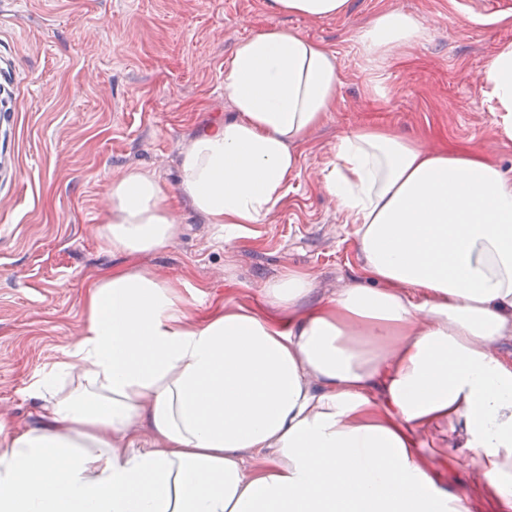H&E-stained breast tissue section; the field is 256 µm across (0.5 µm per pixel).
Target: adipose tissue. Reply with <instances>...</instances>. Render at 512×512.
<instances>
[{
	"instance_id": "1",
	"label": "adipose tissue",
	"mask_w": 512,
	"mask_h": 512,
	"mask_svg": "<svg viewBox=\"0 0 512 512\" xmlns=\"http://www.w3.org/2000/svg\"><path fill=\"white\" fill-rule=\"evenodd\" d=\"M327 19L348 0H266ZM382 13L363 46L423 39ZM512 125V44L485 71ZM337 57L295 31L241 38L224 92L234 114L193 138L179 192L209 223H261L288 190L296 145L332 107ZM328 192L357 225L363 279L305 307L308 275L266 285L281 318L196 321L151 271H108L83 297L81 339L34 385L43 425L0 421V512H469L422 431L460 434L492 512H512V177L477 153L430 152L385 127L342 134ZM176 222L153 176L112 187L113 251L166 248ZM147 429L148 448L132 433ZM265 450L259 471L247 450Z\"/></svg>"
}]
</instances>
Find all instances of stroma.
<instances>
[{"instance_id": "1", "label": "stroma", "mask_w": 512, "mask_h": 512, "mask_svg": "<svg viewBox=\"0 0 512 512\" xmlns=\"http://www.w3.org/2000/svg\"><path fill=\"white\" fill-rule=\"evenodd\" d=\"M418 18L427 36L372 52L359 33L381 13ZM273 27L336 55L330 112L298 146L288 193L259 224L225 234L179 195L183 150L233 108L224 68L237 41ZM512 44V0H349L336 18L270 13L266 0H0V416L41 425L32 386L76 344L82 295L104 271L151 270L187 296L194 319L245 308L279 316L262 294L294 271L309 304L364 274L357 227L324 175L342 133L389 127L430 151L475 150L512 176V133L486 95L485 69ZM149 172L179 231L163 250L112 252L101 235L113 183ZM471 512L490 504L467 449L443 473Z\"/></svg>"}]
</instances>
